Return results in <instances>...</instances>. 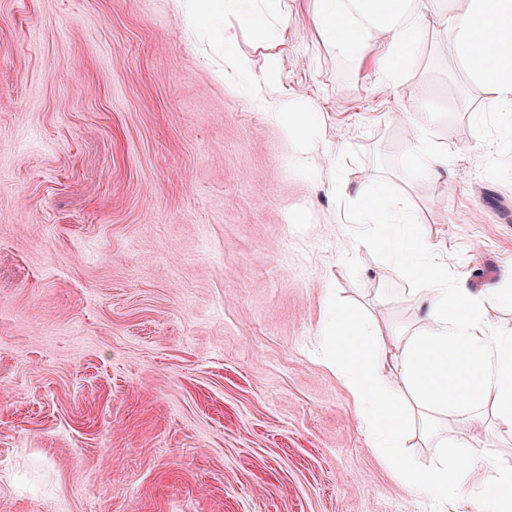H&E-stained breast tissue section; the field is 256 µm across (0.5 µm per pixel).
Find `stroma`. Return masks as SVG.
Wrapping results in <instances>:
<instances>
[{
  "label": "stroma",
  "mask_w": 512,
  "mask_h": 512,
  "mask_svg": "<svg viewBox=\"0 0 512 512\" xmlns=\"http://www.w3.org/2000/svg\"><path fill=\"white\" fill-rule=\"evenodd\" d=\"M287 5L283 42L236 43L316 104L312 169L171 0H0V512H430L318 354L329 305L425 317L377 246L343 259L345 202L388 181L484 288L512 269V152L478 142L441 21L387 82ZM404 113L450 142L441 178H399ZM442 434L512 464L491 417L415 431L407 459Z\"/></svg>",
  "instance_id": "obj_1"
}]
</instances>
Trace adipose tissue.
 <instances>
[{"instance_id": "adipose-tissue-1", "label": "adipose tissue", "mask_w": 512, "mask_h": 512, "mask_svg": "<svg viewBox=\"0 0 512 512\" xmlns=\"http://www.w3.org/2000/svg\"><path fill=\"white\" fill-rule=\"evenodd\" d=\"M453 0H311L321 39L355 61L372 60L381 78L396 80L415 63L427 16L440 17L451 33L450 53L465 65L470 83L486 95L487 105L471 111L478 136L497 132L496 143L512 148V58L469 67L473 48L494 38L512 41V0H468L465 9ZM186 27L218 28L232 16L262 41L280 40L288 32L284 0H173ZM246 78L243 93L261 102L284 135L298 147L304 165H312L322 147L318 114L307 99L281 85L280 68L269 63L254 72L251 58L226 45L224 80ZM451 148L434 140L427 127H415L408 142L405 180L435 177L447 167ZM351 224H414L417 213L384 189L365 188ZM384 245L402 274L420 277L419 292L427 306L423 327L385 330L376 321L339 309L327 324L330 336L345 337L343 349L329 352V364L353 398V410L373 450L392 467L395 479L429 497L438 512H470L467 490L483 491L479 512H512V466H490L473 453L454 462L440 461L429 470L400 463L407 429L448 419L468 424L493 415L512 432V332L495 328L490 306L507 294L492 287L476 292L448 271L445 243L415 234L385 238ZM398 350V389L383 374L385 339Z\"/></svg>"}]
</instances>
